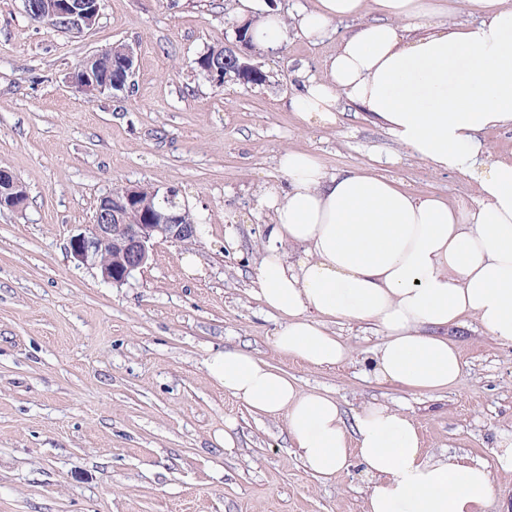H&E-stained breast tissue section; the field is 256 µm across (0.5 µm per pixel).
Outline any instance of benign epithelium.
Masks as SVG:
<instances>
[{
  "instance_id": "benign-epithelium-1",
  "label": "benign epithelium",
  "mask_w": 512,
  "mask_h": 512,
  "mask_svg": "<svg viewBox=\"0 0 512 512\" xmlns=\"http://www.w3.org/2000/svg\"><path fill=\"white\" fill-rule=\"evenodd\" d=\"M101 6L102 0H49L34 18L78 34L94 26ZM105 52L112 56V74L102 75L98 68L90 67L101 58V53L89 55L79 69L70 73L69 84L75 93L88 98L131 88L128 76L136 68L134 50L122 45L116 53L110 47ZM249 52L246 42L237 35L233 43L224 46V62L233 65L235 73L241 75L254 69L248 63ZM140 199L139 185L101 196L93 224L70 238L69 250L74 260L98 269L104 281L120 285L143 269L157 241L184 244L197 237L198 225L187 207L158 213L147 210ZM26 201L22 182L11 171L0 168V211L20 212Z\"/></svg>"
}]
</instances>
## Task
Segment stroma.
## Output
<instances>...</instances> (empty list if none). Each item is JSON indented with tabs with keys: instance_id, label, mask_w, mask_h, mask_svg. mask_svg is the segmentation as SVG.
Here are the masks:
<instances>
[{
	"instance_id": "35a3bbf8",
	"label": "stroma",
	"mask_w": 512,
	"mask_h": 512,
	"mask_svg": "<svg viewBox=\"0 0 512 512\" xmlns=\"http://www.w3.org/2000/svg\"><path fill=\"white\" fill-rule=\"evenodd\" d=\"M239 0H103L82 33L31 20L0 0V167L27 188L23 212L0 211V512H363L367 479L350 467L321 483L291 448L283 422L251 412L207 377L215 351L240 347L332 394L346 422L362 403L404 405L427 450L489 461L497 489L486 512H512V470L494 461L512 433V344L478 323L448 331L463 372L428 394L364 378L383 342L375 327L332 329L351 360L332 368L279 357L280 318L256 295L268 222L261 189L284 184L285 149L332 173L378 163L406 190L473 203V182L436 172L399 147L362 106L339 102L337 121H303L288 106L303 76L322 77L338 38L376 19L335 22L311 44L289 33L280 56L254 51L261 86L193 67L234 39ZM133 46V95L94 100L67 77L87 55ZM175 189L204 229L185 244L157 242L121 286L73 259L69 239L92 224L108 190ZM200 273L182 270L185 254ZM235 423V447L212 431Z\"/></svg>"
}]
</instances>
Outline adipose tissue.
<instances>
[{"label":"adipose tissue","instance_id":"ef3b65f1","mask_svg":"<svg viewBox=\"0 0 512 512\" xmlns=\"http://www.w3.org/2000/svg\"><path fill=\"white\" fill-rule=\"evenodd\" d=\"M470 18L412 36L407 21L441 13L435 0H314L296 27L311 42L367 8L379 19L342 38L323 78L304 79L288 105L329 125L347 100L382 121L393 140L434 170L468 175L474 205L411 193L371 170L328 172L313 155L278 157L283 187L263 189L271 215L257 275L262 303L282 315L271 339L281 356L315 367L349 357L329 325L379 326L368 375L429 393L462 371L451 327L477 321L512 344V156L482 132L512 127V0H468ZM208 377L256 414L283 420L304 466L320 481L358 463L365 512H484L489 466L425 451L406 408L368 402L347 430L335 399L302 390L252 353H210Z\"/></svg>","mask_w":512,"mask_h":512}]
</instances>
